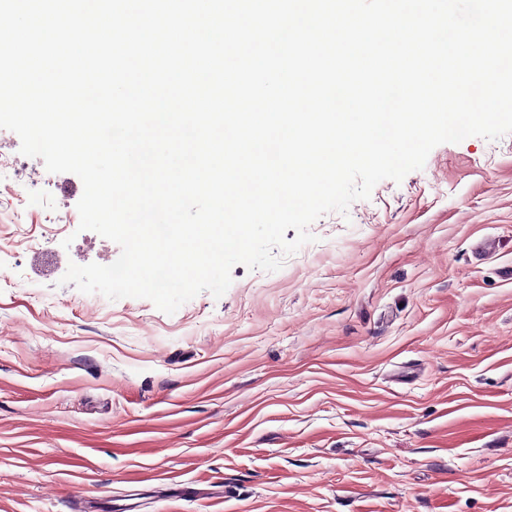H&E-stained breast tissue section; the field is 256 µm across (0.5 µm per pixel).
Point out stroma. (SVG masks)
<instances>
[{
	"label": "stroma",
	"instance_id": "35a3bbf8",
	"mask_svg": "<svg viewBox=\"0 0 512 512\" xmlns=\"http://www.w3.org/2000/svg\"><path fill=\"white\" fill-rule=\"evenodd\" d=\"M83 184L0 176V512H512V134L435 147L167 314L37 277ZM197 496L159 493L160 476Z\"/></svg>",
	"mask_w": 512,
	"mask_h": 512
}]
</instances>
